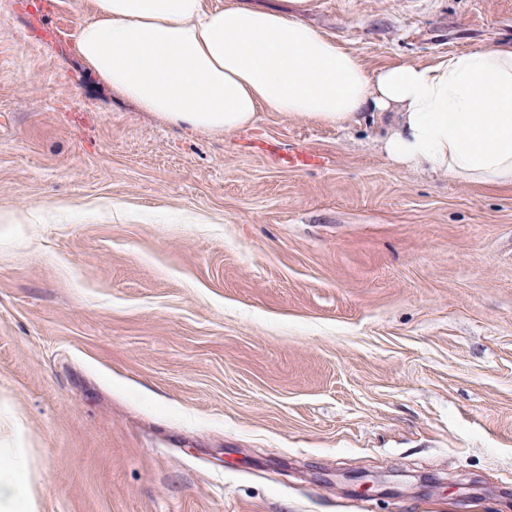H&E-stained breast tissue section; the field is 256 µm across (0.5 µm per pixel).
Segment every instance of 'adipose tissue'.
<instances>
[{
	"label": "adipose tissue",
	"mask_w": 512,
	"mask_h": 512,
	"mask_svg": "<svg viewBox=\"0 0 512 512\" xmlns=\"http://www.w3.org/2000/svg\"><path fill=\"white\" fill-rule=\"evenodd\" d=\"M86 66L168 123L211 133L277 112L324 126L392 114L382 149L433 174L512 187V45L370 71L299 14L245 0H92Z\"/></svg>",
	"instance_id": "obj_1"
}]
</instances>
